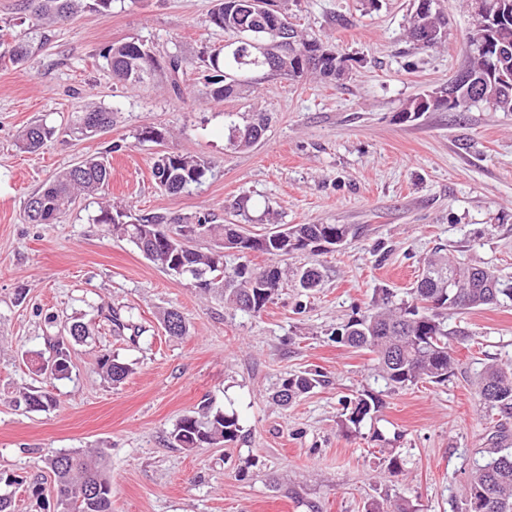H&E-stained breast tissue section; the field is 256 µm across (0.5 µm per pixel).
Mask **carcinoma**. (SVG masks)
<instances>
[{
    "label": "carcinoma",
    "mask_w": 512,
    "mask_h": 512,
    "mask_svg": "<svg viewBox=\"0 0 512 512\" xmlns=\"http://www.w3.org/2000/svg\"><path fill=\"white\" fill-rule=\"evenodd\" d=\"M490 5L486 13L474 14V28L484 32L486 49L473 48L467 65L456 83L455 101L446 105L437 102L421 108L420 98L409 101L401 116L408 118L422 111L444 106L450 111L464 112L475 103L471 98V84L488 86L480 101L501 112H512V20L495 23L492 16L499 5L512 7V0H485ZM247 0H214L208 14L210 26L229 36L224 46L203 60L205 81L210 98L217 102L239 97L252 87L253 75L263 73L292 82L310 75L341 80L349 72L350 58L333 48L329 49L317 37L303 34L293 25L288 28V40L272 45L269 56L278 59L279 69L271 71L266 56L248 47H241L238 38L243 29L250 28L265 35L271 22L270 14L246 9ZM112 0H34V13L45 24L64 22L79 11L108 10ZM438 31L433 41L420 45L431 49L445 41L447 19L439 12L420 16L414 11L410 17L409 35L419 41L417 31L421 21ZM29 56L27 42L15 39L0 42V58L12 64L24 63ZM101 57L113 79L128 87H141L155 77L160 62L142 45L128 41L103 49ZM172 63L167 75L171 78L177 98L183 92L176 76L186 64L179 54H169ZM508 77V84L499 82V76ZM109 127L112 113L100 107H85L74 111L66 133L76 138H91V121ZM269 118H256L243 127L232 126L230 142L240 149L258 143L266 131ZM57 134V129L40 122L30 124L21 134L19 148L36 152ZM209 162L202 156L189 153H158L153 165V176L158 187L177 194L199 184L209 171ZM112 171L108 158H87L66 169L27 200L25 214L31 224H50L76 202L78 197L96 195L109 188ZM94 222L107 227V232L128 239L150 261L166 269L170 264L187 267L191 274L188 285L203 295L220 300L225 305L259 314L274 300L283 273L275 266L256 267L247 252H260L272 257L305 251L320 241L334 236L344 239L350 228L340 224H293L265 234H251L233 224H213L209 216L189 222L178 215L156 212L139 218L132 217L123 205L108 204L100 208ZM219 237L218 250L202 251L194 242L202 237ZM237 256L238 262L227 267L226 254ZM454 275L448 283V274ZM295 287L312 291L319 287L322 273L316 266L292 271ZM512 301V277L477 267L461 266L442 256L425 260L420 278L413 288L412 300H395L388 288H377L371 302L362 314L349 319L334 332L336 342L367 350L375 355V370L386 388L399 391L428 381L442 384L454 371V359L448 351V326L445 318L450 311L479 308L484 305ZM161 322L170 336H183L188 328L176 308L163 311ZM89 336L88 327L81 322L67 325L65 334L52 344L51 364H37L35 371L49 380L69 377L72 367L73 345ZM97 366L103 377L113 383L123 382L132 367L112 358L109 353L98 356ZM325 384V375L316 370L291 374L285 378L274 398L286 406L297 397ZM476 396L484 406L502 413L512 411V365L492 364L482 371L476 383ZM27 409L42 411L57 406V399L47 390L33 389L22 395ZM383 406L379 395L365 391L343 402L342 426L350 432H359L364 421ZM242 426L235 413H227L203 405L199 410L180 418L170 431L172 444L191 450L202 445H222L236 442ZM507 435L500 430L493 436L492 446L481 449L482 465L471 474L464 500L463 512H512V448ZM384 462L394 476L404 474L406 461L392 448H384ZM53 475L55 512H112V482L104 468L92 456L79 451L59 453L45 461ZM17 480L0 473V512H12ZM371 512H418V508L404 498L389 503V508L377 503Z\"/></svg>",
    "instance_id": "carcinoma-1"
}]
</instances>
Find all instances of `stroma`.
Returning a JSON list of instances; mask_svg holds the SVG:
<instances>
[{"instance_id":"35a3bbf8","label":"stroma","mask_w":512,"mask_h":512,"mask_svg":"<svg viewBox=\"0 0 512 512\" xmlns=\"http://www.w3.org/2000/svg\"><path fill=\"white\" fill-rule=\"evenodd\" d=\"M436 3L448 16L446 40L421 51L408 35L415 0H286L300 30L351 57L348 78L262 77L248 95L217 103L202 64L225 40L207 22L212 0H114L61 26L37 24L26 0H0V34L31 50L20 66L0 60V472L18 480L14 512H53L44 461L69 450L95 452L107 466L112 512H370L399 496L420 512H462L479 449L498 427L512 433V414L475 395L484 366L512 362V304L449 315L453 375L392 394L368 351L331 336L375 289L408 292L436 251L512 276V112L479 103L401 117L411 98L446 87L466 62L473 19L464 0ZM126 41L159 57L187 55L183 99L163 75L140 88L113 83L99 52ZM84 105L110 111L111 127L65 135ZM256 112L272 118L266 135L234 148L230 125ZM38 120L56 136L37 152L21 150L22 130ZM149 129L161 143L141 139ZM106 150L107 197H84L53 224L27 223L32 194ZM163 150L205 157L202 183L161 191L152 166ZM241 198L239 221L254 234L276 223L350 227L329 253L250 257L259 267L317 264L320 288L288 282L260 314L235 311L93 221L108 199L139 215L208 212L221 224ZM171 306L185 336H168L159 320ZM114 311L132 316L134 330L115 331ZM72 322L89 336L73 348L70 378L46 383L28 357L50 358L59 327ZM103 352L132 365L124 382L99 374ZM310 369L326 373L328 385L278 405L282 380ZM42 386L57 407L28 410L22 392ZM365 390L382 393L384 405L360 433L345 432L341 401ZM204 403L236 412L241 439L171 447L174 424ZM383 448L406 458L407 479L381 464Z\"/></svg>"}]
</instances>
